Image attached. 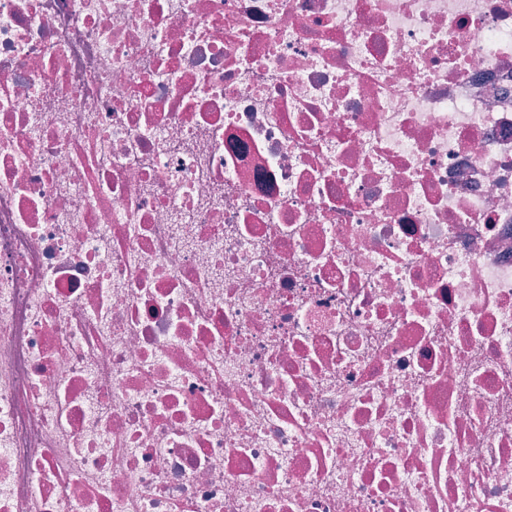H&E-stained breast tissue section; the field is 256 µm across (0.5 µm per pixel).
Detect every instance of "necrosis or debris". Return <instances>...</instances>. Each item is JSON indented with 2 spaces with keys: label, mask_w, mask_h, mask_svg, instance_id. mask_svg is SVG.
<instances>
[{
  "label": "necrosis or debris",
  "mask_w": 512,
  "mask_h": 512,
  "mask_svg": "<svg viewBox=\"0 0 512 512\" xmlns=\"http://www.w3.org/2000/svg\"><path fill=\"white\" fill-rule=\"evenodd\" d=\"M0 512H512V0H0Z\"/></svg>",
  "instance_id": "1"
}]
</instances>
